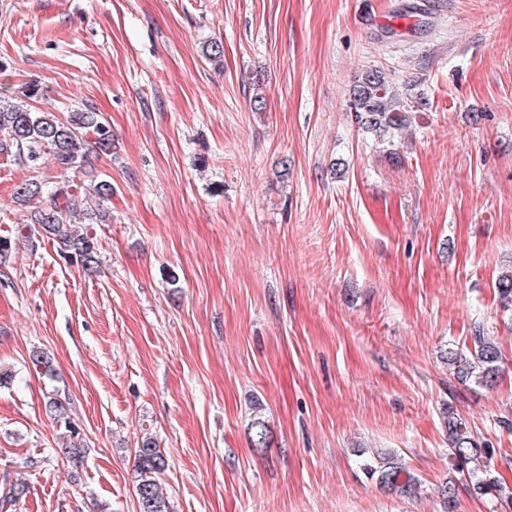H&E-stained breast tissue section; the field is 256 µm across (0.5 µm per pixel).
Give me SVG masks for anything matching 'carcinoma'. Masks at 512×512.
I'll return each instance as SVG.
<instances>
[{"label": "carcinoma", "instance_id": "obj_1", "mask_svg": "<svg viewBox=\"0 0 512 512\" xmlns=\"http://www.w3.org/2000/svg\"><path fill=\"white\" fill-rule=\"evenodd\" d=\"M414 104L411 99L399 98L383 71L370 68L352 85L348 109L358 129L373 135L378 143L390 145L391 134L406 127ZM111 152L112 129L90 108L73 111L62 119L53 112L35 110L28 105L6 100L0 104V155L30 168L38 165L42 155L47 154L63 170L85 171L86 184L81 186L66 180L50 190L35 177L25 175L16 185L14 195L18 203L30 206L29 223L40 225L47 238L75 256L89 272L99 267L97 239L89 225L110 220L103 202L112 196V183L94 174L92 156ZM83 194L93 197L95 205L80 217V223L87 225L82 232L76 229L73 217ZM496 289L500 299L512 305V269L499 274ZM502 363L500 346L485 336L479 326L473 331L472 351L467 354L454 349L448 351L451 373L465 384L493 385L503 371ZM45 409L67 432L66 443L62 445L66 457L72 461L82 460L86 449L79 440V430L67 418L65 401L52 395ZM441 418L457 473V477L438 487L443 512H453L456 507L460 483L480 495L493 492L505 504L512 505V488L503 484L491 470L493 456L502 455L506 450L477 442L467 422L451 406L443 408ZM251 442L256 449L268 446V427L259 408L251 420ZM168 468L169 460L157 440L151 435L141 437L135 448L134 476L139 512H169L159 482ZM363 470L377 485L396 496L412 497L420 487L419 477L394 451L373 453L365 460Z\"/></svg>", "mask_w": 512, "mask_h": 512}]
</instances>
